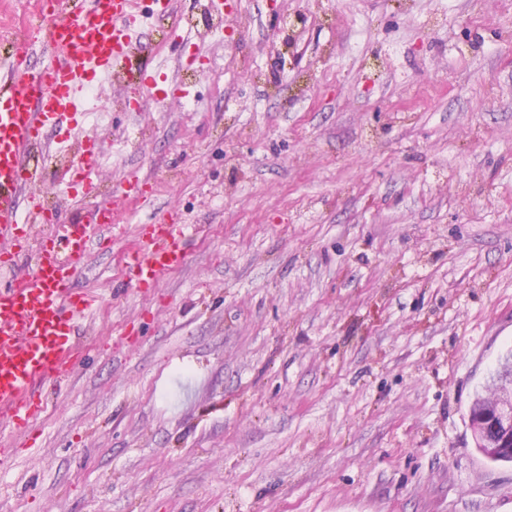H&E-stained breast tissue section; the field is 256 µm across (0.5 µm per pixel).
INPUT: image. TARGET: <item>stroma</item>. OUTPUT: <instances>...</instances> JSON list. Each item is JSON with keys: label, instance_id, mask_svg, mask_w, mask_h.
Instances as JSON below:
<instances>
[{"label": "stroma", "instance_id": "obj_1", "mask_svg": "<svg viewBox=\"0 0 512 512\" xmlns=\"http://www.w3.org/2000/svg\"><path fill=\"white\" fill-rule=\"evenodd\" d=\"M204 2L140 6L75 144L101 193L42 172L65 218L134 166L155 201L75 283L95 345L0 437V512H512L468 418L512 348V0ZM171 216L187 266L140 294L133 227Z\"/></svg>", "mask_w": 512, "mask_h": 512}]
</instances>
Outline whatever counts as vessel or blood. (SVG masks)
I'll list each match as a JSON object with an SVG mask.
<instances>
[{
    "label": "vessel or blood",
    "instance_id": "1",
    "mask_svg": "<svg viewBox=\"0 0 512 512\" xmlns=\"http://www.w3.org/2000/svg\"><path fill=\"white\" fill-rule=\"evenodd\" d=\"M50 7L53 20L42 28L41 43L56 58L30 71L22 62L30 48L22 46L0 79V266L18 270L0 285V429L16 438L31 433L42 413L45 384L67 381L84 361L78 320L101 297L74 292L72 284L87 270L93 244L154 200L151 176L135 171L123 176L111 208L96 212L91 223H57L35 191L40 175L29 157L50 151L48 130L75 124L91 68L116 70L134 51L129 30L137 0H52ZM72 174L84 196L95 195V163L75 164ZM50 221L54 234L34 241V264L20 265L29 225ZM138 236L127 261V277L137 287L156 286L184 266L191 243L186 225L165 218L141 225Z\"/></svg>",
    "mask_w": 512,
    "mask_h": 512
}]
</instances>
